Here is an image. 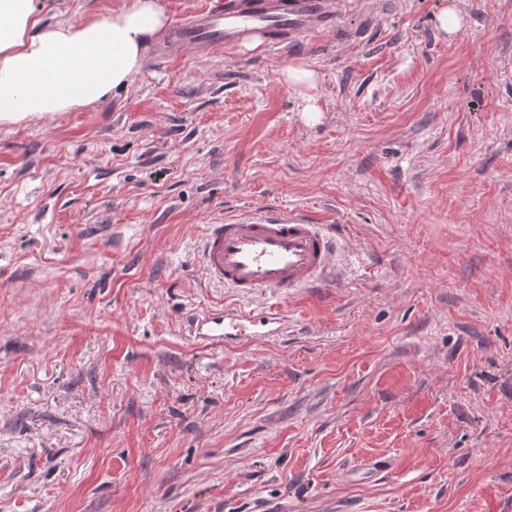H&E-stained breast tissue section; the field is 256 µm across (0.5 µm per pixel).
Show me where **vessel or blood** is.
Listing matches in <instances>:
<instances>
[{"label":"vessel or blood","instance_id":"b4317fda","mask_svg":"<svg viewBox=\"0 0 512 512\" xmlns=\"http://www.w3.org/2000/svg\"><path fill=\"white\" fill-rule=\"evenodd\" d=\"M335 10L332 0H209L173 29L159 48L163 58L198 57L235 47L256 32L283 46L299 33L325 29ZM336 257V241L322 225L298 214L259 212L232 223L209 225L200 261L208 281L240 295L275 296L322 284ZM248 325L267 331L282 325L279 309H214L195 322L202 340L224 343Z\"/></svg>","mask_w":512,"mask_h":512}]
</instances>
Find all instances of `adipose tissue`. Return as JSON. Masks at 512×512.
Instances as JSON below:
<instances>
[{"mask_svg":"<svg viewBox=\"0 0 512 512\" xmlns=\"http://www.w3.org/2000/svg\"><path fill=\"white\" fill-rule=\"evenodd\" d=\"M170 24L162 0L54 23L35 0H0V126L90 107L128 86Z\"/></svg>","mask_w":512,"mask_h":512,"instance_id":"adipose-tissue-1","label":"adipose tissue"}]
</instances>
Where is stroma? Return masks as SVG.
Returning <instances> with one entry per match:
<instances>
[{
    "mask_svg": "<svg viewBox=\"0 0 512 512\" xmlns=\"http://www.w3.org/2000/svg\"><path fill=\"white\" fill-rule=\"evenodd\" d=\"M252 210L324 225L334 271L278 333L202 341L269 301L198 263ZM0 512H512V0H337L0 127ZM283 82L292 88L294 91L302 94L307 101L304 107V117L307 121H315L319 115V108L316 105V100L312 91H314L318 84V74L307 63H296L289 65L282 72Z\"/></svg>",
    "mask_w": 512,
    "mask_h": 512,
    "instance_id": "obj_1",
    "label": "stroma"
}]
</instances>
